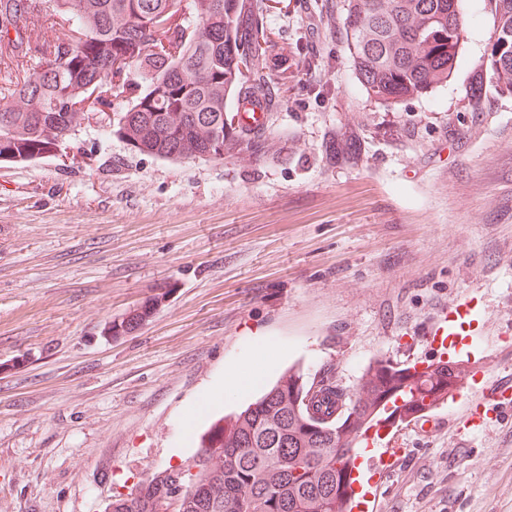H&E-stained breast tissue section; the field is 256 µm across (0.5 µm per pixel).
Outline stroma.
Masks as SVG:
<instances>
[{"label":"stroma","mask_w":512,"mask_h":512,"mask_svg":"<svg viewBox=\"0 0 512 512\" xmlns=\"http://www.w3.org/2000/svg\"><path fill=\"white\" fill-rule=\"evenodd\" d=\"M251 4L275 45L258 67L275 95L264 157L143 155L95 111L56 151L0 163V360L24 359L0 372V512H103L293 365L348 390L379 357L468 361L463 397L512 381V94H469L484 0L461 2L448 83L392 107L356 77L344 0ZM332 139L357 153L329 157ZM462 297L470 323L433 349L438 310ZM232 362L251 388L189 420ZM489 414L471 433L447 401L431 430L395 426L375 512H512V403Z\"/></svg>","instance_id":"1"}]
</instances>
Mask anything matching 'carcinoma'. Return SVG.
I'll return each instance as SVG.
<instances>
[{
    "instance_id": "carcinoma-1",
    "label": "carcinoma",
    "mask_w": 512,
    "mask_h": 512,
    "mask_svg": "<svg viewBox=\"0 0 512 512\" xmlns=\"http://www.w3.org/2000/svg\"><path fill=\"white\" fill-rule=\"evenodd\" d=\"M30 0H0V162L51 153L73 138L95 104L132 89L112 133L163 159H222L245 146L265 153L266 128L245 130L230 93L274 95L255 72L267 36L248 0H46L57 18L31 17ZM456 0H344L350 58L367 95L382 104L422 96L453 74L465 22ZM494 20L486 71L512 91V0H487ZM15 36H9V31ZM36 66L28 67V59ZM143 314L112 322L118 339ZM468 366L424 371L380 358L347 392L326 370L312 382L290 368L244 410L218 419L193 455L146 473L104 512H351L346 496L357 439L381 420L402 421L443 403ZM402 404H397V400Z\"/></svg>"
}]
</instances>
